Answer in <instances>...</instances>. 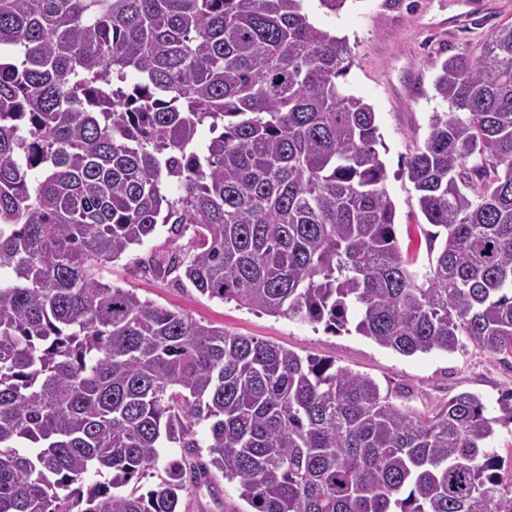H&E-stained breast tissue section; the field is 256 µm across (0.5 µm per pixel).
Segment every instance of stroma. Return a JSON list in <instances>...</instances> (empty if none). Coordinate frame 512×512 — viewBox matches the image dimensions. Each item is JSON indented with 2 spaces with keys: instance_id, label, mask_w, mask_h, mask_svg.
I'll return each instance as SVG.
<instances>
[{
  "instance_id": "stroma-1",
  "label": "stroma",
  "mask_w": 512,
  "mask_h": 512,
  "mask_svg": "<svg viewBox=\"0 0 512 512\" xmlns=\"http://www.w3.org/2000/svg\"><path fill=\"white\" fill-rule=\"evenodd\" d=\"M346 0L337 11L321 0H303L310 22L344 40L351 65L347 87L376 112L377 150L386 168V190L395 205V233L400 248L420 246L416 265L431 256L432 230L420 213L416 192L406 174V161L421 147L433 113L446 111L434 81L441 61L464 47L478 46L497 27L512 23V0ZM177 244L166 225L122 258L103 275L113 284L135 289L154 301L198 321L252 336L300 355L334 361L337 367L373 378L381 388L403 386L411 406L424 412L468 392L476 395L489 415L499 413V400L512 391V367L469 340L455 351L433 350L401 355L356 332L334 333L324 324L270 316L200 295L190 285L159 279L145 265L158 250ZM184 512H248L238 482L216 475L213 489H200L182 501Z\"/></svg>"
}]
</instances>
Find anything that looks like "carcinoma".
Here are the masks:
<instances>
[{
	"label": "carcinoma",
	"mask_w": 512,
	"mask_h": 512,
	"mask_svg": "<svg viewBox=\"0 0 512 512\" xmlns=\"http://www.w3.org/2000/svg\"><path fill=\"white\" fill-rule=\"evenodd\" d=\"M302 2L0 0V512H181L214 470L251 512H512L488 449L512 393L496 417L469 393L417 414L103 276L168 224L189 238L147 270L211 299L512 357V23L440 65L449 110L407 161L441 240L421 270L350 50ZM161 448L183 455L128 487Z\"/></svg>",
	"instance_id": "cac0c4a2"
}]
</instances>
